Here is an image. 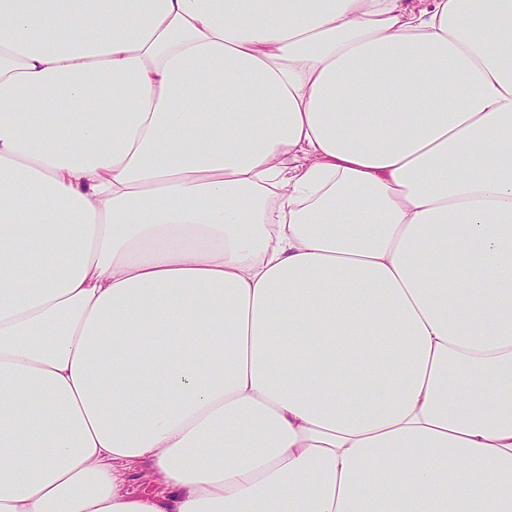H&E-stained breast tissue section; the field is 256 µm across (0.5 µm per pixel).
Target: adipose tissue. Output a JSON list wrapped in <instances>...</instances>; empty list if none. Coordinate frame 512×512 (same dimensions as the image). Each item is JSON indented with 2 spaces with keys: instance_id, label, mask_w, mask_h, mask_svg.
Here are the masks:
<instances>
[{
  "instance_id": "obj_1",
  "label": "adipose tissue",
  "mask_w": 512,
  "mask_h": 512,
  "mask_svg": "<svg viewBox=\"0 0 512 512\" xmlns=\"http://www.w3.org/2000/svg\"><path fill=\"white\" fill-rule=\"evenodd\" d=\"M0 512H512V0H0ZM148 473L145 464H138L131 468L128 473V487L136 494H150L159 491L160 486L155 480L145 477Z\"/></svg>"
}]
</instances>
